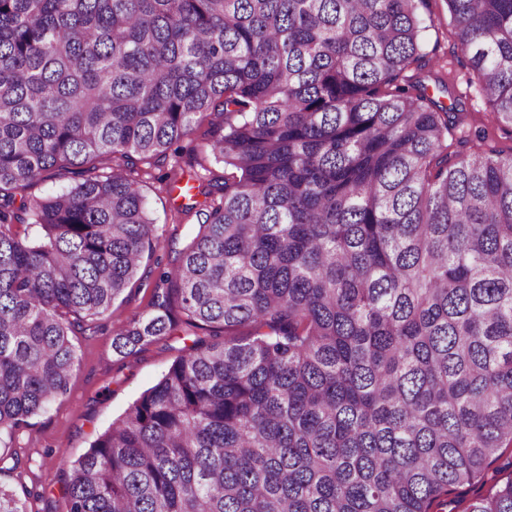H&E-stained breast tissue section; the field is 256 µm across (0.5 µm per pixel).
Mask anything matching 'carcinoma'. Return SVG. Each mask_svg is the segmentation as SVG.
I'll use <instances>...</instances> for the list:
<instances>
[{
  "instance_id": "carcinoma-1",
  "label": "carcinoma",
  "mask_w": 512,
  "mask_h": 512,
  "mask_svg": "<svg viewBox=\"0 0 512 512\" xmlns=\"http://www.w3.org/2000/svg\"><path fill=\"white\" fill-rule=\"evenodd\" d=\"M427 2L0 0V472L160 246L142 183L205 113L224 194L172 166L211 202L112 346L224 341L97 436L68 512H430L512 448V147L461 150L412 70ZM446 2L512 137V0ZM45 173L82 180L15 207Z\"/></svg>"
}]
</instances>
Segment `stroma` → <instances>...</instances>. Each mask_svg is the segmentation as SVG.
<instances>
[{"label":"stroma","mask_w":512,"mask_h":512,"mask_svg":"<svg viewBox=\"0 0 512 512\" xmlns=\"http://www.w3.org/2000/svg\"><path fill=\"white\" fill-rule=\"evenodd\" d=\"M424 16L434 24L422 33V52L427 70L443 71L454 77L456 89L465 93L467 120L471 125L488 123L489 105L475 87L467 86L469 73L460 62L449 26L446 0H429ZM208 116L198 117L195 132L182 143L179 163L185 176L200 175L223 181L224 166L203 152L202 139L208 129ZM170 169L163 163L153 167L143 191L155 220L161 245L155 255L143 261L137 275L114 302L110 319L99 322L95 331L79 334L74 343L79 365L67 393L49 409L32 416L12 448L16 450L25 477L0 474V484L37 492L33 512H67L62 492V471L86 452L91 441L105 431L148 388L155 385L173 362L191 345L193 335L177 330L168 336L137 346L133 352H114L112 340L135 315L147 310L152 285L160 272L169 270L173 252L182 250L199 229V209L206 205L204 195L187 199L167 194L162 179ZM512 479V448L502 449L474 484L452 488L444 512H468L472 502L497 484Z\"/></svg>","instance_id":"1"}]
</instances>
